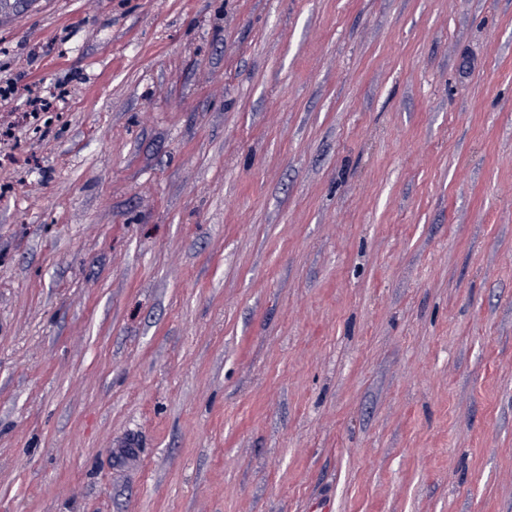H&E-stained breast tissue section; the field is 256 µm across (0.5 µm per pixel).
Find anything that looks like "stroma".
Masks as SVG:
<instances>
[{
  "mask_svg": "<svg viewBox=\"0 0 512 512\" xmlns=\"http://www.w3.org/2000/svg\"><path fill=\"white\" fill-rule=\"evenodd\" d=\"M7 125L0 512H512V0H13Z\"/></svg>",
  "mask_w": 512,
  "mask_h": 512,
  "instance_id": "stroma-1",
  "label": "stroma"
}]
</instances>
